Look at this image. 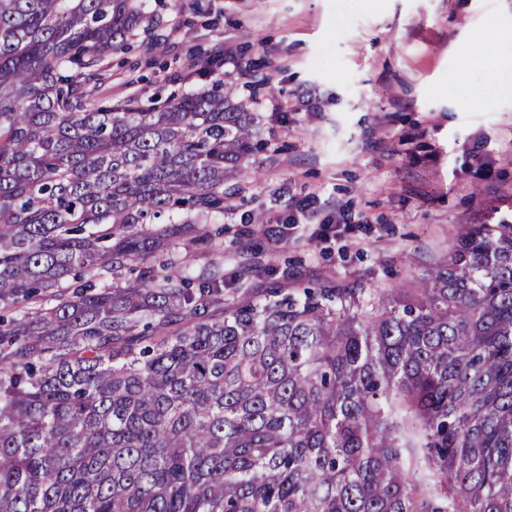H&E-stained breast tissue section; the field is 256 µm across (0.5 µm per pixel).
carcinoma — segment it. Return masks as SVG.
Returning a JSON list of instances; mask_svg holds the SVG:
<instances>
[{"label":"carcinoma","instance_id":"1","mask_svg":"<svg viewBox=\"0 0 512 512\" xmlns=\"http://www.w3.org/2000/svg\"><path fill=\"white\" fill-rule=\"evenodd\" d=\"M134 0H0V512H512V219L403 289L224 299L261 148L218 83L98 95Z\"/></svg>","mask_w":512,"mask_h":512}]
</instances>
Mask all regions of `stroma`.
<instances>
[{"label":"stroma","mask_w":512,"mask_h":512,"mask_svg":"<svg viewBox=\"0 0 512 512\" xmlns=\"http://www.w3.org/2000/svg\"><path fill=\"white\" fill-rule=\"evenodd\" d=\"M104 96L216 80L264 116L226 212V297L274 285L417 287L459 225L512 210V0H140ZM480 100H473V89ZM315 93L319 109L292 112ZM314 221L302 223L303 214ZM246 275H239L242 264Z\"/></svg>","instance_id":"stroma-1"}]
</instances>
